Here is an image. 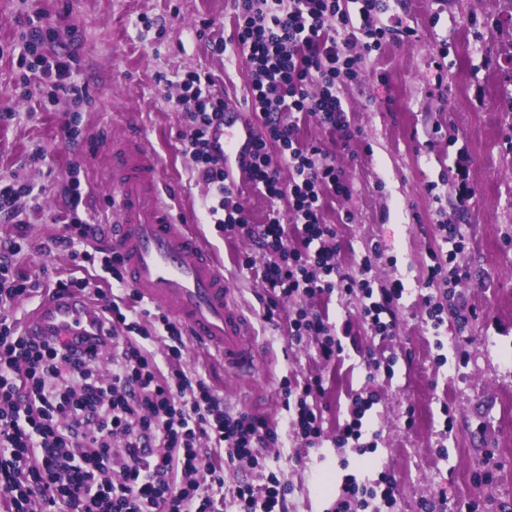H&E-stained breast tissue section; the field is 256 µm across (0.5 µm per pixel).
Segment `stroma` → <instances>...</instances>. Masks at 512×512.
<instances>
[{
    "instance_id": "stroma-1",
    "label": "stroma",
    "mask_w": 512,
    "mask_h": 512,
    "mask_svg": "<svg viewBox=\"0 0 512 512\" xmlns=\"http://www.w3.org/2000/svg\"><path fill=\"white\" fill-rule=\"evenodd\" d=\"M36 9L56 33L44 54L75 51L91 104L23 87L14 49L23 19ZM395 20L414 27L415 36L366 60L359 82L344 91L359 136L340 147L315 119L300 123L301 138L334 155L353 185L351 198L325 201L344 270L353 271L377 243L373 288L397 280L404 285L393 338L374 336L358 318V303L334 295L317 308L343 332L340 359L325 365L313 346L291 344L287 320L296 301L283 299L278 317L265 322L261 278L239 263L251 242L225 237L208 217L207 188L180 152L183 119L172 100L178 76L202 69L212 74L215 90L244 102L249 74L231 42V0H0V110L15 114L0 126V181L27 184L39 202L23 209L26 231L0 219V242L22 239L17 264L28 275L68 274L71 256L52 241L65 232L56 217L65 209L71 166H80L91 188L87 213L111 224L112 138L142 134L166 182L197 216L205 244L250 319L264 370L230 380L213 351L190 336L183 363L231 411L276 424L278 445L266 463L291 488L285 512H327L343 476L340 460L363 462L358 451L331 442L363 391L378 398L369 422L380 434L375 455L397 483L391 512H466L471 503L477 512H512V6L507 0H393L382 21ZM217 39L228 42L224 54L210 48ZM161 73L167 83L158 82ZM73 119L82 134L70 139L65 127ZM37 147L44 157L34 162ZM460 165L475 191L463 209ZM441 217L465 227L458 262L467 275L457 292L479 317L463 335L447 320L440 352L421 319L420 283L438 246ZM371 353L396 357L392 379H369ZM313 374L325 387V440L309 448L286 427L279 382ZM448 416L453 430L444 439Z\"/></svg>"
}]
</instances>
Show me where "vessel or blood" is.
<instances>
[{
  "mask_svg": "<svg viewBox=\"0 0 512 512\" xmlns=\"http://www.w3.org/2000/svg\"><path fill=\"white\" fill-rule=\"evenodd\" d=\"M252 133L234 112H227L216 131L226 170L237 167ZM110 183L116 215L112 247L124 259L131 287L146 303L170 311L190 335L210 343L227 372L246 376L258 371L260 356L249 321L223 271L200 245L143 137L113 139ZM90 326V309L77 295L43 300L25 322L26 331L36 336L74 327L84 333Z\"/></svg>",
  "mask_w": 512,
  "mask_h": 512,
  "instance_id": "vessel-or-blood-1",
  "label": "vessel or blood"
}]
</instances>
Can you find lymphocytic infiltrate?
Masks as SVG:
<instances>
[{
	"label": "lymphocytic infiltrate",
	"instance_id": "1",
	"mask_svg": "<svg viewBox=\"0 0 512 512\" xmlns=\"http://www.w3.org/2000/svg\"><path fill=\"white\" fill-rule=\"evenodd\" d=\"M390 0H233L234 40L250 74L245 104L259 122L241 170L270 204L263 223H254L242 192L224 168L213 135L229 100L212 93L214 80L191 72L180 80L173 106L181 112V153L191 159L197 176L213 189L207 206L214 224L231 237H248L257 255L244 256V268H259L267 286L263 317L272 320L283 298L311 300L340 293L360 300V316L380 337L392 336L403 287L373 289L370 256L357 272L342 269L335 225L324 220L329 196H349L344 171L320 146L302 141L299 121L316 118L321 127L352 140L342 89L358 81L366 56L384 44L414 36L412 27L386 25L381 15ZM42 11L25 20L26 33L18 64L23 84L49 87L51 98L89 100L86 84L75 79V53L44 55L41 46L54 39ZM277 147L281 164L269 149ZM66 210L60 223L72 234L73 274L48 283L16 269V242L0 244V503L6 512H213L210 491L223 485L224 468L241 463L260 468L264 452L278 434L269 422L248 412L231 413L197 374L182 364L185 330L158 311L139 307L116 251L98 254L78 249L76 241L97 238L100 225L80 214L85 193L79 168L70 171ZM441 241L427 268L425 287L445 296L425 299L432 329L452 316L458 330L475 318V308L459 301L456 287L464 275L457 257L463 227L448 221L436 226ZM68 290L94 301L100 309L95 336H32L18 328L12 313L20 297L40 288ZM313 338L323 362L344 351L335 327L320 312L299 309L288 318V338ZM165 346L156 357L150 342ZM110 369L100 375L101 358ZM283 398H295L291 428L307 446L323 437L317 396L321 377L298 389L282 386ZM374 394L356 395L349 419L333 442L340 448L365 450V417ZM396 482L387 471L376 478L343 476L329 512H388ZM286 487L276 472L261 485L238 487V512H284Z\"/></svg>",
	"mask_w": 512,
	"mask_h": 512
}]
</instances>
